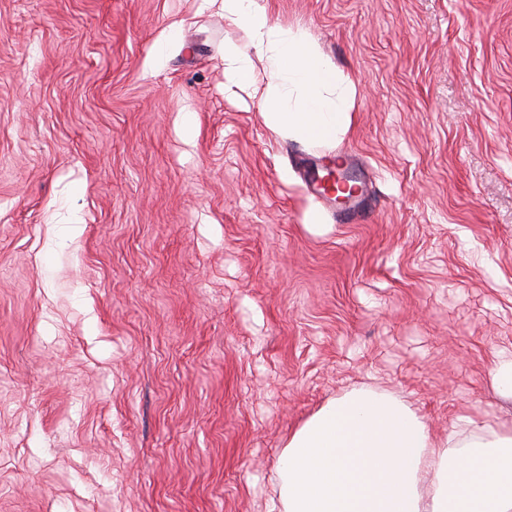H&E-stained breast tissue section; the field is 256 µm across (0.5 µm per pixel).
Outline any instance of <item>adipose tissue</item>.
<instances>
[{
  "instance_id": "ef3b65f1",
  "label": "adipose tissue",
  "mask_w": 512,
  "mask_h": 512,
  "mask_svg": "<svg viewBox=\"0 0 512 512\" xmlns=\"http://www.w3.org/2000/svg\"><path fill=\"white\" fill-rule=\"evenodd\" d=\"M222 5L266 59L259 73L224 49L226 76L263 106L268 127L305 144L344 133L348 77L257 0ZM277 473L281 512H512V425L469 417L436 435L394 392L352 389L288 436Z\"/></svg>"
}]
</instances>
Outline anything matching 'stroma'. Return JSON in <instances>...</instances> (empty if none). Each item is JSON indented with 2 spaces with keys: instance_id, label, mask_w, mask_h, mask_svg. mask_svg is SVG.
Instances as JSON below:
<instances>
[{
  "instance_id": "obj_1",
  "label": "stroma",
  "mask_w": 512,
  "mask_h": 512,
  "mask_svg": "<svg viewBox=\"0 0 512 512\" xmlns=\"http://www.w3.org/2000/svg\"><path fill=\"white\" fill-rule=\"evenodd\" d=\"M262 4L351 80L336 142L231 85L220 0H0V512H269L353 387L512 419V0ZM345 153L352 224L305 183ZM489 374L500 395L512 401V350L500 353Z\"/></svg>"
}]
</instances>
